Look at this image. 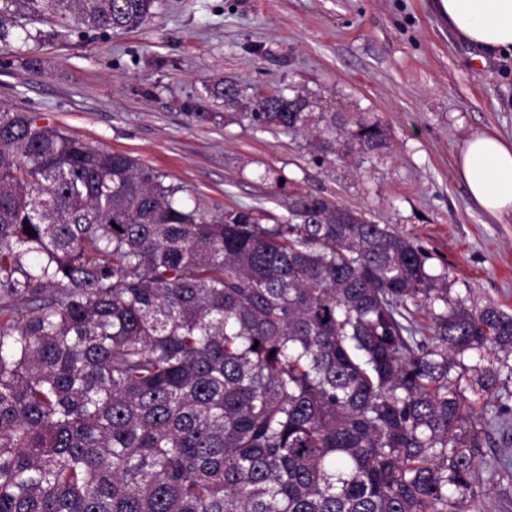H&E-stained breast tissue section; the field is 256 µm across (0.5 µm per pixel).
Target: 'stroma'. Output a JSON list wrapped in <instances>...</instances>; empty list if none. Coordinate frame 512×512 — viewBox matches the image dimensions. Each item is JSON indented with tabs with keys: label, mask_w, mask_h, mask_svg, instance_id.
Returning <instances> with one entry per match:
<instances>
[{
	"label": "stroma",
	"mask_w": 512,
	"mask_h": 512,
	"mask_svg": "<svg viewBox=\"0 0 512 512\" xmlns=\"http://www.w3.org/2000/svg\"><path fill=\"white\" fill-rule=\"evenodd\" d=\"M472 54L431 0H158L134 31L38 42L35 70L0 52V105L131 155L209 215L326 197L412 240L452 298L512 312V215L485 212L455 168L471 134L512 139V54ZM218 79L311 93L378 121L389 146L340 161L207 98Z\"/></svg>",
	"instance_id": "35a3bbf8"
}]
</instances>
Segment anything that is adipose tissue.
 <instances>
[{"mask_svg": "<svg viewBox=\"0 0 512 512\" xmlns=\"http://www.w3.org/2000/svg\"><path fill=\"white\" fill-rule=\"evenodd\" d=\"M449 29L475 50H512V0H434ZM470 197L493 215L512 214V141L489 133L467 138L456 156Z\"/></svg>", "mask_w": 512, "mask_h": 512, "instance_id": "ef3b65f1", "label": "adipose tissue"}]
</instances>
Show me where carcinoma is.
Listing matches in <instances>:
<instances>
[{"instance_id":"cac0c4a2","label":"carcinoma","mask_w":512,"mask_h":512,"mask_svg":"<svg viewBox=\"0 0 512 512\" xmlns=\"http://www.w3.org/2000/svg\"><path fill=\"white\" fill-rule=\"evenodd\" d=\"M154 9L0 0V50ZM254 99L258 126L325 152L387 147L307 95ZM178 192L0 106V512H463L480 467L512 483L474 412L512 376L511 312L452 298L413 241L337 203L262 224Z\"/></svg>"}]
</instances>
